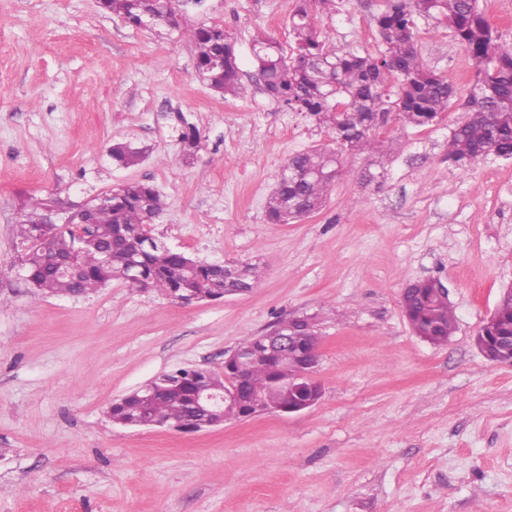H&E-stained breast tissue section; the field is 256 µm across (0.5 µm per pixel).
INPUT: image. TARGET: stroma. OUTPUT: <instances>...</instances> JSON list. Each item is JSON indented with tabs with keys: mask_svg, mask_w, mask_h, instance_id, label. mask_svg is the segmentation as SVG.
<instances>
[{
	"mask_svg": "<svg viewBox=\"0 0 512 512\" xmlns=\"http://www.w3.org/2000/svg\"><path fill=\"white\" fill-rule=\"evenodd\" d=\"M297 0H182L187 25L236 42L246 93L195 77L178 33L140 29L99 0H0V512H512V366L474 337L512 288V159H444L478 68L420 24L421 63L458 89L429 126L390 119L385 177L348 158L320 210L273 224L266 200L288 155L332 147L255 82V37L289 45ZM384 0H336L327 45L374 51ZM201 147L185 157L177 116ZM132 139L130 168L106 153ZM128 182L167 200L153 234L210 263L260 262L249 291L181 304L113 281L89 296L35 294L17 275L24 205L82 206ZM448 290L447 344L414 335L401 293ZM318 315L324 395L297 414L184 434L114 425L112 402L184 366L223 372L246 338Z\"/></svg>",
	"mask_w": 512,
	"mask_h": 512,
	"instance_id": "35a3bbf8",
	"label": "stroma"
}]
</instances>
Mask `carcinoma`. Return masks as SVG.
<instances>
[{
  "mask_svg": "<svg viewBox=\"0 0 512 512\" xmlns=\"http://www.w3.org/2000/svg\"><path fill=\"white\" fill-rule=\"evenodd\" d=\"M100 5L136 27L147 18L153 28H180L175 4L166 0H100ZM333 5L334 0H301L289 20L294 46L288 51L273 38H255L256 79L263 91L284 108L324 126L337 145L335 149L311 147L285 159L281 169L286 177L277 179L266 201L268 221L292 224L320 209L328 187L341 172L343 156L380 149L375 135L380 116L394 113L421 127L448 111L457 96L455 86L418 60L416 34L421 19L447 26L479 66V78L466 101V116L448 136V164L463 167L489 156L512 159V52L499 44L479 0H385L375 17L377 50L365 54L330 48L321 39L318 23ZM181 36L192 46L195 75L201 83L224 96L245 92L235 42L224 27L203 24L182 31ZM180 124L183 150L191 156L199 148V132L183 117ZM109 153L117 165L129 167L143 159L145 150L124 141L113 144ZM87 206L92 238L79 243L76 275L57 273L45 247L51 245L62 254L78 239L81 225L48 223L47 202H37L22 213L20 274L38 294L80 296L120 280L131 289L177 301L196 295L222 298L259 282L261 270L255 264L201 263L157 238L148 242L149 226L166 206L149 184L127 183L112 191L109 204L90 201ZM129 257L137 262L138 274L125 278L120 269ZM401 307L413 333L432 344L448 342L455 332L448 293L436 290L428 280L408 285ZM276 326L297 335V345L259 361L245 359L222 374L192 367L166 372L155 380L150 398L135 393L112 403L110 418L120 425L149 421L188 430L202 421L190 389L201 381L220 392L229 375L236 377L244 395L263 394L276 409L288 408L279 379L300 364L296 350L316 347L319 328L311 316L301 327L288 328L286 318ZM478 336L490 345L512 336L511 289L503 293Z\"/></svg>",
  "mask_w": 512,
  "mask_h": 512,
  "instance_id": "obj_1",
  "label": "carcinoma"
}]
</instances>
